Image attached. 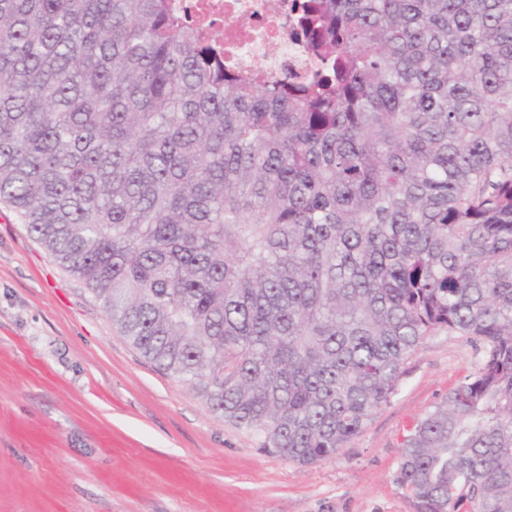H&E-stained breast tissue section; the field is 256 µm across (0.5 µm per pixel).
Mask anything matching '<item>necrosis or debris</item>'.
I'll list each match as a JSON object with an SVG mask.
<instances>
[{
	"mask_svg": "<svg viewBox=\"0 0 512 512\" xmlns=\"http://www.w3.org/2000/svg\"><path fill=\"white\" fill-rule=\"evenodd\" d=\"M205 36L219 35L224 64L260 81L309 72L314 59L295 36V0H169Z\"/></svg>",
	"mask_w": 512,
	"mask_h": 512,
	"instance_id": "4bbe7bcc",
	"label": "necrosis or debris"
}]
</instances>
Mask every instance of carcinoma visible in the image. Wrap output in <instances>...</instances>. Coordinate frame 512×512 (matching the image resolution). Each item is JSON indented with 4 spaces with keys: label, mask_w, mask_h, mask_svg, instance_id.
Wrapping results in <instances>:
<instances>
[{
    "label": "carcinoma",
    "mask_w": 512,
    "mask_h": 512,
    "mask_svg": "<svg viewBox=\"0 0 512 512\" xmlns=\"http://www.w3.org/2000/svg\"><path fill=\"white\" fill-rule=\"evenodd\" d=\"M258 82L168 0H0V201L259 450L322 461L421 340L482 349L406 436L415 512H512V0H302Z\"/></svg>",
    "instance_id": "cac0c4a2"
}]
</instances>
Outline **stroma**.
Returning a JSON list of instances; mask_svg holds the SVG:
<instances>
[{"instance_id": "obj_1", "label": "stroma", "mask_w": 512, "mask_h": 512, "mask_svg": "<svg viewBox=\"0 0 512 512\" xmlns=\"http://www.w3.org/2000/svg\"><path fill=\"white\" fill-rule=\"evenodd\" d=\"M479 360L466 337L426 336L335 456L268 455L119 336L0 202V512H415L403 441Z\"/></svg>"}]
</instances>
